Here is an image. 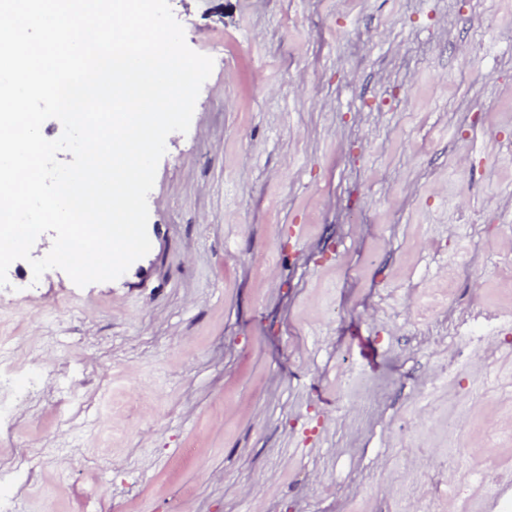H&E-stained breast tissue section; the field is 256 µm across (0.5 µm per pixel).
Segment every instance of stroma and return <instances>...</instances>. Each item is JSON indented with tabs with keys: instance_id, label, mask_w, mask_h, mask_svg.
I'll use <instances>...</instances> for the list:
<instances>
[{
	"instance_id": "obj_1",
	"label": "stroma",
	"mask_w": 512,
	"mask_h": 512,
	"mask_svg": "<svg viewBox=\"0 0 512 512\" xmlns=\"http://www.w3.org/2000/svg\"><path fill=\"white\" fill-rule=\"evenodd\" d=\"M211 56L110 282L0 286L23 363L9 512H434L432 452L512 459V0H169ZM444 302L438 342L408 311ZM479 333L449 348V326ZM458 374L440 381L448 359ZM408 417L424 418L411 437ZM460 428L449 433V419Z\"/></svg>"
}]
</instances>
